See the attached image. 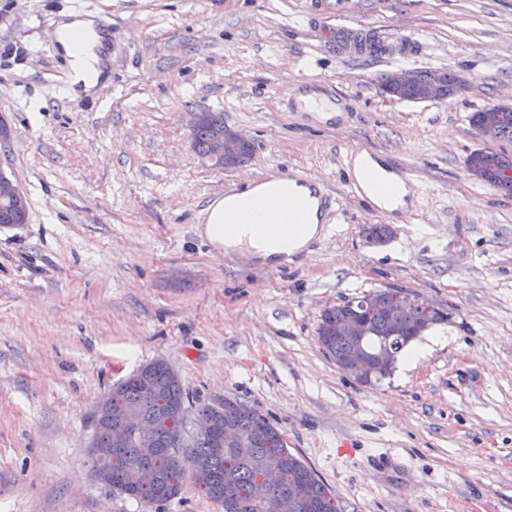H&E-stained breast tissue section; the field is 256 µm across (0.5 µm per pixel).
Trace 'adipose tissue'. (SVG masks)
<instances>
[{"mask_svg": "<svg viewBox=\"0 0 512 512\" xmlns=\"http://www.w3.org/2000/svg\"><path fill=\"white\" fill-rule=\"evenodd\" d=\"M56 41L77 80L87 87L97 84L103 73L104 37L93 15L73 16L57 31ZM286 193L307 199L308 207L283 212L280 197ZM311 197L305 185L257 182L249 193L214 200L207 208L204 235L215 246L279 262L303 252L324 231Z\"/></svg>", "mask_w": 512, "mask_h": 512, "instance_id": "adipose-tissue-1", "label": "adipose tissue"}]
</instances>
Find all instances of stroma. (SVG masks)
Wrapping results in <instances>:
<instances>
[{"mask_svg": "<svg viewBox=\"0 0 512 512\" xmlns=\"http://www.w3.org/2000/svg\"><path fill=\"white\" fill-rule=\"evenodd\" d=\"M314 0H0V167L29 219L0 226V512H219L186 479L157 506L113 492L90 462L93 414L114 386L166 361L189 410L257 408L341 512H512V195L480 183L471 112L512 104V0H348L351 23L412 52L344 56ZM94 14L104 84L73 92L53 40ZM450 72L438 102L381 91L398 70ZM345 109L294 111L287 91ZM220 112L253 156L201 163L193 114ZM406 168L413 219L345 192L343 149ZM337 198L325 236L281 265L199 232L226 185L276 170ZM393 236L370 244L366 224ZM380 288L439 304L423 357L362 385L324 353L323 310Z\"/></svg>", "mask_w": 512, "mask_h": 512, "instance_id": "35a3bbf8", "label": "stroma"}]
</instances>
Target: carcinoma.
<instances>
[{"label":"carcinoma","instance_id":"1","mask_svg":"<svg viewBox=\"0 0 512 512\" xmlns=\"http://www.w3.org/2000/svg\"><path fill=\"white\" fill-rule=\"evenodd\" d=\"M424 82L398 92L400 99L411 102L444 100L456 91L455 76L443 72H422ZM501 113L493 127L484 126L485 112ZM470 126L483 137L512 141V111L503 112L495 105L473 112ZM224 135V113L204 112L191 130V147L204 159L213 141ZM469 175L505 193L512 194V154L476 149L466 158ZM28 207L0 202V224H24ZM369 240L383 242L392 231L385 224H368L364 228ZM398 300L396 289L370 291L358 298L344 299L321 314L317 335L325 352L345 370L361 361H372L391 351L398 355L432 324L444 315L431 317L419 305L405 308L395 325L387 323L384 307ZM356 314L366 322L365 336L351 339L342 334L346 320ZM110 413L132 411L154 427L149 442L137 436L127 439L121 448L112 447L109 417L95 418L94 442L100 448L112 449L109 459L93 460L98 478L112 490L127 497L163 505L179 494L187 473H192L196 487L223 512H339L336 496L314 471L292 453L283 434L258 410L230 397L224 402H207L196 411V418L211 422L205 435H195L192 447L181 445L186 428L188 407L178 374L163 360L142 366L136 373L112 388L107 399ZM241 433L246 446L224 442L225 432ZM276 461L280 480L264 500L254 499V489L265 466ZM149 468L156 481L141 483L137 471Z\"/></svg>","mask_w":512,"mask_h":512}]
</instances>
